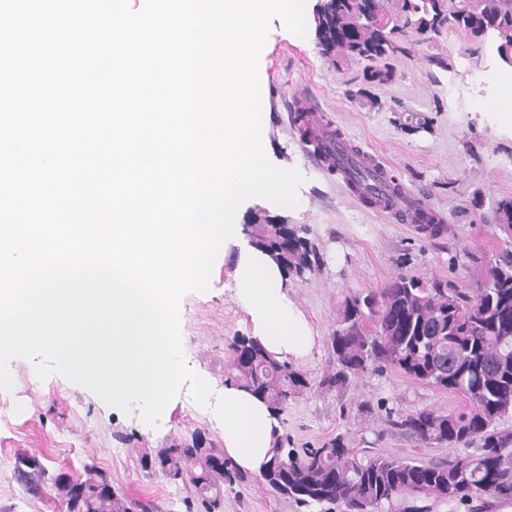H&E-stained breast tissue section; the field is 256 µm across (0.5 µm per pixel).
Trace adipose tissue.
<instances>
[{
	"mask_svg": "<svg viewBox=\"0 0 512 512\" xmlns=\"http://www.w3.org/2000/svg\"><path fill=\"white\" fill-rule=\"evenodd\" d=\"M236 295L253 324V336L267 350L285 359L306 355L314 344L307 323L282 288V274L262 254L237 263ZM224 416V451L243 470L256 471L270 458L279 420L262 400L226 385L220 397Z\"/></svg>",
	"mask_w": 512,
	"mask_h": 512,
	"instance_id": "obj_1",
	"label": "adipose tissue"
}]
</instances>
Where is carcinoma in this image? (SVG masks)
<instances>
[{"instance_id": "obj_1", "label": "carcinoma", "mask_w": 512, "mask_h": 512, "mask_svg": "<svg viewBox=\"0 0 512 512\" xmlns=\"http://www.w3.org/2000/svg\"><path fill=\"white\" fill-rule=\"evenodd\" d=\"M377 8L390 14L398 35L423 34L445 21L446 29L481 40L491 27L498 53L512 52V0H378ZM375 37L373 27H357L340 33L344 44L322 50L336 53L338 63L363 59ZM250 236L285 274L305 281L324 267L302 226L283 233L278 224H253ZM231 347L226 381L263 400L274 415L308 387L301 372L257 339L237 336ZM328 347L336 363L325 380L330 386L389 368L458 396L462 406L452 411L390 409L387 422L418 444H474L476 451L439 460L362 454L344 433L298 450L281 434L260 471L268 486L300 507L331 504L341 512H430V500L485 512L493 499L512 501V430L503 426L512 416V238L502 239L473 286L401 272L382 288L345 296ZM140 462L191 486L205 512H219L225 483L246 481L224 450L195 440L145 453ZM55 485L77 512H131L97 476L84 480L81 495L66 473Z\"/></svg>"}]
</instances>
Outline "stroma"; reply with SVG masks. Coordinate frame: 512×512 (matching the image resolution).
I'll return each mask as SVG.
<instances>
[{
  "instance_id": "obj_1",
  "label": "stroma",
  "mask_w": 512,
  "mask_h": 512,
  "mask_svg": "<svg viewBox=\"0 0 512 512\" xmlns=\"http://www.w3.org/2000/svg\"><path fill=\"white\" fill-rule=\"evenodd\" d=\"M396 43L388 58L391 79L370 83L367 61L333 64L314 35L302 39L272 22L259 58L265 74L261 140L274 164L303 175L299 203L287 208L253 198L239 207L237 241L218 255L208 290L184 294L179 327L191 369L220 395L233 337L252 333L232 281L238 259L250 248V224L268 214L305 227L324 268L304 282L284 278L283 290L308 321L316 343L309 356L294 362L311 387L289 401L279 418L282 432L296 448L345 433L356 448L373 453L440 459L461 450L445 444L422 447L386 429L384 409L452 410L459 399L390 369L325 387L322 381L334 369L328 338L348 292L384 287L401 272L464 286L476 278L478 267L452 264V257L495 253L499 230L493 208L512 198V130L483 108L500 97L497 77H512V66L490 42L451 31L429 40L409 34ZM301 90L309 92L326 124L375 155L399 183L442 213L440 237L429 238L418 227L352 199L341 176L309 157L291 106ZM9 372L12 390L0 389V512H67L54 485L57 474L83 480L93 469L106 475L126 503L150 501L158 512H203L193 489L144 470L140 457L198 435L223 447V415L216 404L199 406L190 386H183L170 403L166 429L158 431L63 375L39 379L34 360L13 358ZM23 456L38 463L32 475L39 492H32L19 472ZM222 510L321 512L317 506L302 510L254 473L225 490Z\"/></svg>"
}]
</instances>
